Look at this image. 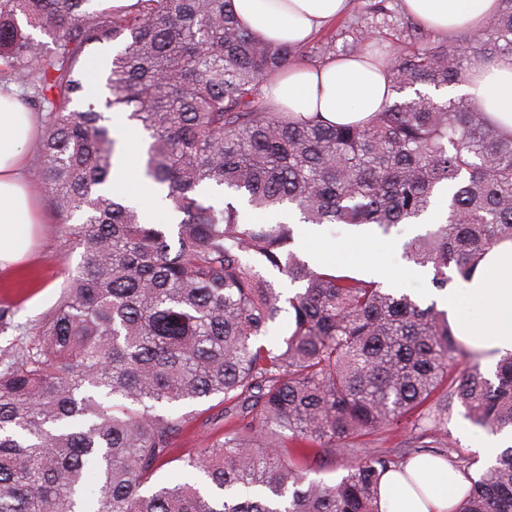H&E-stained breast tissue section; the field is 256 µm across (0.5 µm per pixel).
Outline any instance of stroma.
Listing matches in <instances>:
<instances>
[{
	"mask_svg": "<svg viewBox=\"0 0 512 512\" xmlns=\"http://www.w3.org/2000/svg\"><path fill=\"white\" fill-rule=\"evenodd\" d=\"M37 210L41 222L25 260L20 267L0 270V306L14 309V323L23 331L34 327L55 305L66 272L75 269L80 262L79 248L66 242L56 230L57 218L46 193H38ZM432 210V215L425 219L397 225L386 234L367 226L299 224L295 227L294 248L304 257L323 252L332 266L341 271L355 262H375L392 273L394 291L410 294L425 304L434 295L432 273L410 266L403 257V246L431 228L435 214L447 213V196L438 195ZM192 410L196 419L177 442L182 453L201 447L214 435V422L223 405L212 399L194 404ZM486 435L485 429L465 419L462 407H455L448 421L447 444L439 454L452 458L477 455L478 444Z\"/></svg>",
	"mask_w": 512,
	"mask_h": 512,
	"instance_id": "stroma-1",
	"label": "stroma"
}]
</instances>
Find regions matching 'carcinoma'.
Masks as SVG:
<instances>
[{"label":"carcinoma","instance_id":"1","mask_svg":"<svg viewBox=\"0 0 512 512\" xmlns=\"http://www.w3.org/2000/svg\"><path fill=\"white\" fill-rule=\"evenodd\" d=\"M339 35L340 50L334 38L266 45L231 0H0V84L21 83L47 114L33 176L81 249L56 305L0 346V512H379L381 476L426 440L442 444L455 406L512 433V353L486 378L436 302L315 268L290 248L288 224L241 213L288 207L304 224L387 233L446 193L445 222L407 241L404 258L439 290L469 279L512 239V137L473 99L426 89L512 55V0L474 39L405 23L380 58L397 97L364 125L293 120L261 102L297 53L374 50L367 29L342 23ZM102 86L104 108L147 134L143 177L176 230L100 192L117 143L95 102ZM461 359L471 365L456 376ZM215 396L221 430L175 457L193 421L175 405ZM402 424L417 431L410 447L355 458L334 483L294 454L348 456L350 439ZM175 461L200 480L143 491ZM455 512H512V445Z\"/></svg>","mask_w":512,"mask_h":512}]
</instances>
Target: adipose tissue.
<instances>
[{
	"instance_id": "ef3b65f1",
	"label": "adipose tissue",
	"mask_w": 512,
	"mask_h": 512,
	"mask_svg": "<svg viewBox=\"0 0 512 512\" xmlns=\"http://www.w3.org/2000/svg\"><path fill=\"white\" fill-rule=\"evenodd\" d=\"M350 0H232L240 25L259 42L300 47L343 15ZM405 12L439 35L463 33L484 24L498 0H403ZM465 95L480 100L491 128L512 136V55L477 62ZM269 104L295 118L314 116L336 125L368 121L392 99L384 67L363 54L331 59L318 67L304 60L290 63L267 88ZM40 129L12 93L0 92V268L15 267L30 246L33 191L22 176V147ZM483 305L480 319L463 308L466 300ZM456 336L497 355L512 353V240L501 241L479 263L475 273L442 297ZM470 483L444 461L421 458L404 470H387L380 480L379 512H453Z\"/></svg>"
}]
</instances>
